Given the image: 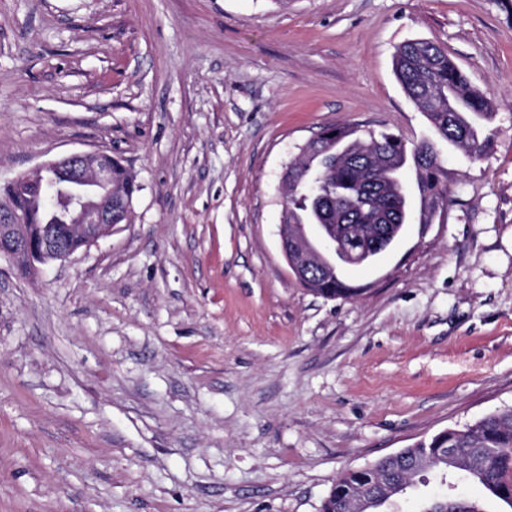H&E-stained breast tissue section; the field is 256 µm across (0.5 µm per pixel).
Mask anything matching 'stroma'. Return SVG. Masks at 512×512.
<instances>
[{
    "instance_id": "obj_1",
    "label": "stroma",
    "mask_w": 512,
    "mask_h": 512,
    "mask_svg": "<svg viewBox=\"0 0 512 512\" xmlns=\"http://www.w3.org/2000/svg\"><path fill=\"white\" fill-rule=\"evenodd\" d=\"M437 43L497 115L436 143L427 231L327 299L283 167L344 124L428 138L392 68ZM103 150L130 223L0 258V512H320L337 477L512 406V0H0V184Z\"/></svg>"
}]
</instances>
